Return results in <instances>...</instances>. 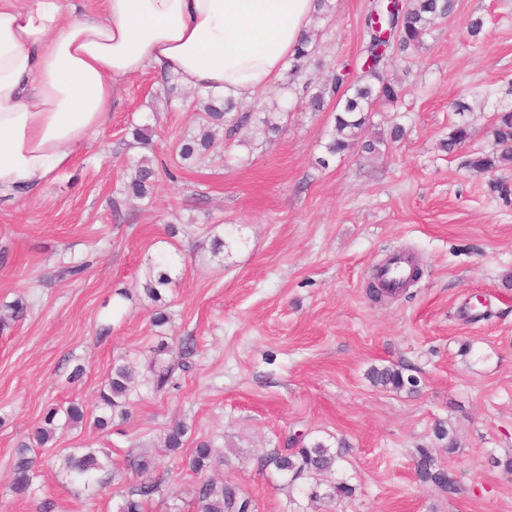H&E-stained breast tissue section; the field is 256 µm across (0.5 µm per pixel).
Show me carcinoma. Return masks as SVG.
Here are the masks:
<instances>
[{
    "label": "carcinoma",
    "instance_id": "carcinoma-1",
    "mask_svg": "<svg viewBox=\"0 0 512 512\" xmlns=\"http://www.w3.org/2000/svg\"><path fill=\"white\" fill-rule=\"evenodd\" d=\"M455 8V0H403L396 5L388 0H374L365 18L364 63L361 73L352 82H347V65L336 69L333 84H323L307 96V107L312 112L324 109L328 96L337 97L335 124L325 143L326 156L319 159L323 166L329 159L343 155L357 147L371 157L380 155L391 145L403 140L406 129L394 123L382 132H374L372 112L378 103H395L403 94L401 84L390 72L396 67L397 57L410 50H418L424 45V37L432 31L437 22L450 17ZM313 35L303 36L296 49L293 68L297 69L313 53ZM200 111L199 133L180 143L179 157L183 161H201L210 150L216 135L223 131L230 135L243 126L251 128V139L269 140L282 132V127L267 117L252 113H233L235 104L230 100L222 102L210 97L197 96ZM491 133L493 149L479 153L466 161L467 167L478 174H490L512 167V106L494 112ZM470 137L469 126L465 123L453 126L441 148L449 153L455 151ZM130 179L124 185L125 195L133 201L150 198V191L157 176L152 160L142 156L129 162ZM171 280L164 272L154 273L148 268L144 275L143 290L156 301L160 289L168 286ZM153 385L163 389L172 379L173 370L163 365H153ZM369 377L376 385L398 389L403 386L402 372L394 367L373 368ZM135 380V370L129 365H117L106 384L98 393V407L112 412L123 407L131 384ZM59 410L50 409L44 416V426L36 431V441L47 444L57 427ZM85 411L80 404L70 403L64 411V425L74 428L83 423ZM187 426L174 424L165 437V447L175 451L183 446ZM26 444L19 446L13 466V480L10 492L23 497L31 492L37 478V460L29 455ZM342 452L331 449L325 441L313 439L302 445L294 454L279 453L258 458V467L291 475V481L316 479L335 471ZM221 458L214 454L208 441L196 444L190 467L202 474L214 467ZM112 460L108 452L94 448H81L63 458V469L71 478L86 486L102 484L100 474L108 471ZM416 473L420 481L443 493L454 491L456 481L451 473L437 463V458L429 448L417 449ZM159 485L152 481H142L124 498L118 512H143L144 503L158 492ZM197 512H253L252 500L236 485L224 480L206 479L194 490Z\"/></svg>",
    "mask_w": 512,
    "mask_h": 512
}]
</instances>
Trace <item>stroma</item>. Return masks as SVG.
<instances>
[{
    "instance_id": "obj_1",
    "label": "stroma",
    "mask_w": 512,
    "mask_h": 512,
    "mask_svg": "<svg viewBox=\"0 0 512 512\" xmlns=\"http://www.w3.org/2000/svg\"><path fill=\"white\" fill-rule=\"evenodd\" d=\"M371 3L328 0L312 56L242 104L280 123L278 138L252 142L240 129L178 181L158 177L150 205L126 200L128 160L179 166L177 143L198 127L193 92L167 95L149 70L120 83L108 125L66 170L36 195L0 198V512L45 500L54 512H118L142 478L128 461L142 454L160 485L144 512H196L188 461L201 440L224 454L212 477L249 494L254 512H512V472L499 464L512 455V195L491 188H512V168L465 165L492 149V115L512 102V0H457L422 49L399 56L402 97L377 107L375 127L403 123L406 139L323 167L336 101L309 111L306 88L332 80L337 63L358 66ZM461 97L473 106L462 116ZM463 120L469 140L442 151ZM134 125L151 129L149 148L132 144ZM396 252L411 253L421 277L374 302L371 272ZM160 260L173 282L153 301L142 282ZM76 263L83 274L68 276ZM19 301L27 311L15 320ZM158 312L167 323L155 324ZM187 338L186 358L177 342ZM162 344L176 383L158 391L150 365ZM128 363L127 413L97 428L98 391ZM387 366L402 370L403 387L371 382L370 369ZM72 402L83 425L36 445L45 412ZM176 421L188 433L172 453L163 440ZM300 431L345 443L330 480L352 496L315 500L307 480L258 468L260 456L297 452ZM23 443L40 466L19 499L8 486ZM83 446L110 452L120 479L71 481L62 459ZM420 447L455 473L457 495L418 480Z\"/></svg>"
}]
</instances>
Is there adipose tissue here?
Here are the masks:
<instances>
[{
  "label": "adipose tissue",
  "instance_id": "ef3b65f1",
  "mask_svg": "<svg viewBox=\"0 0 512 512\" xmlns=\"http://www.w3.org/2000/svg\"><path fill=\"white\" fill-rule=\"evenodd\" d=\"M315 0H0V197L35 194L111 118L119 82L154 70L248 102L282 82Z\"/></svg>",
  "mask_w": 512,
  "mask_h": 512
}]
</instances>
